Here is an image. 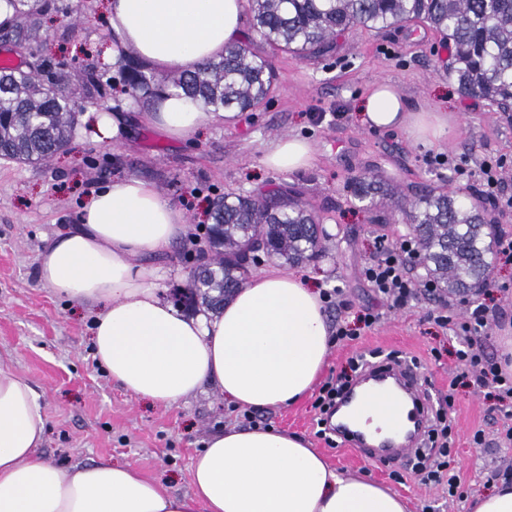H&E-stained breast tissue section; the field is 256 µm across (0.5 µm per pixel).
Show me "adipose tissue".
Returning <instances> with one entry per match:
<instances>
[{"mask_svg":"<svg viewBox=\"0 0 512 512\" xmlns=\"http://www.w3.org/2000/svg\"><path fill=\"white\" fill-rule=\"evenodd\" d=\"M118 43L161 70L193 72L241 35V0H109ZM144 118L186 139L212 113L167 95ZM360 120L372 130L403 129L432 142L450 131L448 115L414 109L387 82L370 87ZM311 144L278 140L264 157L275 171L310 165ZM193 227L154 183L129 177L84 200L77 228L39 256V280L56 295L100 306L94 357L133 397L161 406L212 386L237 407H289L314 390L332 347L317 288L268 267L207 319L164 301L161 267ZM47 420L24 375L0 364V512H408L406 501L367 477L329 466L304 438L274 428L228 427L193 458L191 490L170 492L140 469L112 461L65 467L40 456Z\"/></svg>","mask_w":512,"mask_h":512,"instance_id":"obj_1","label":"adipose tissue"}]
</instances>
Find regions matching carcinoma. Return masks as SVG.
I'll return each mask as SVG.
<instances>
[{
	"label": "carcinoma",
	"mask_w": 512,
	"mask_h": 512,
	"mask_svg": "<svg viewBox=\"0 0 512 512\" xmlns=\"http://www.w3.org/2000/svg\"><path fill=\"white\" fill-rule=\"evenodd\" d=\"M15 15L0 26V40L31 46L42 13L55 0H9ZM252 38L274 51L300 59L323 56L338 37L353 29L384 30L422 22L451 47L448 78L465 94L477 95L503 114L512 112V0H243ZM104 73L86 66L79 82L91 102L101 93ZM121 78L134 96L183 95L206 112H248L271 93L276 75L267 57L245 43L194 73L173 71L161 78L133 62ZM72 76L45 59L24 68L0 71V156L38 163L70 145L77 123ZM352 196L386 217L388 202L403 199L401 210L417 242L422 263L437 284L452 291L476 292L489 282L499 224L479 196L449 188L447 180L409 197L378 173L351 182ZM208 230L211 255L200 264L177 301L219 312L246 282L249 263L242 252L254 242L268 256L290 265L315 259L322 248L319 219L300 196L274 191L264 196L225 195L211 201Z\"/></svg>",
	"instance_id": "obj_1"
}]
</instances>
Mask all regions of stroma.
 Returning <instances> with one entry per match:
<instances>
[{"mask_svg": "<svg viewBox=\"0 0 512 512\" xmlns=\"http://www.w3.org/2000/svg\"><path fill=\"white\" fill-rule=\"evenodd\" d=\"M56 2V9L41 18L35 46L73 73L89 64L104 66L108 81L102 94L84 109L118 116L119 131L110 141L98 142L75 129L67 150L36 165L0 158V360L29 378L42 396L44 456L65 466L103 459L129 463L171 491L185 493L191 459L204 441L243 423L241 409L210 386L171 407L126 394L93 357L94 308L41 285L38 257L59 232L78 224L86 195L116 179L151 181L203 237L215 197L260 196L279 188L302 196L320 219L323 249L297 271L319 289L342 288L347 307L328 311V320L353 324L368 307L383 313L374 327L332 347L329 369L341 370L349 357L373 350L419 359L422 389L436 400L454 397L448 414L458 494L449 496L447 484H424L410 475L395 480L391 465L326 447L315 434L314 397L289 408L264 409L269 426L303 437L332 466L370 474L407 498L411 512H469L470 499L491 490L492 471L512 468V444L505 440L512 418L500 413L493 388L455 384L461 371L459 342L428 321L435 300L422 296L390 312L364 281L361 270L380 244L408 230L398 205L389 206V223L376 224L349 190L352 177L365 170L393 179L408 193L441 177L452 188L465 189L454 176L456 164L469 170L484 160L512 165V125L486 100L462 94L449 80L450 50L440 36L410 23L350 31L323 57L303 60L276 52L270 61L277 81L266 103L231 121L208 122L190 138L177 140L143 123L141 114L151 99L122 92L117 77L133 52L119 51L108 63L100 60L102 46L112 41L108 0ZM379 80L394 84L413 107L451 114L449 136L422 143L401 130L364 127L359 103ZM288 136L310 142V166L291 173L268 169L266 151ZM439 154L449 157V165L435 164ZM197 251L186 239L166 256H143L144 264L165 271L159 282L164 300L185 286ZM477 432L484 438L480 448L472 443Z\"/></svg>", "mask_w": 512, "mask_h": 512, "instance_id": "35a3bbf8", "label": "stroma"}]
</instances>
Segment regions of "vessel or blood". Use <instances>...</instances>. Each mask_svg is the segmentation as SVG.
Masks as SVG:
<instances>
[{
  "instance_id": "b4317fda",
  "label": "vessel or blood",
  "mask_w": 512,
  "mask_h": 512,
  "mask_svg": "<svg viewBox=\"0 0 512 512\" xmlns=\"http://www.w3.org/2000/svg\"><path fill=\"white\" fill-rule=\"evenodd\" d=\"M383 395L394 396L397 400L400 414L396 422L389 426H374L370 421L338 414L333 419L336 436L358 452L398 459L410 453L424 427L427 398L414 384L408 370L374 368L353 387L348 404L374 409Z\"/></svg>"
}]
</instances>
